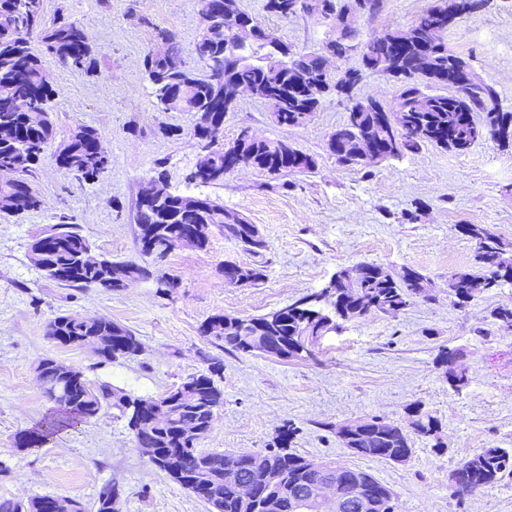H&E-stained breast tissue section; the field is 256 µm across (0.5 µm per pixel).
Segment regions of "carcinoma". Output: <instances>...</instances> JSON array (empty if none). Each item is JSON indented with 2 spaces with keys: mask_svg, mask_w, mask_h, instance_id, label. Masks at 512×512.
Instances as JSON below:
<instances>
[{
  "mask_svg": "<svg viewBox=\"0 0 512 512\" xmlns=\"http://www.w3.org/2000/svg\"><path fill=\"white\" fill-rule=\"evenodd\" d=\"M201 2L203 26L193 52L199 60L209 64L215 75H195L186 66L174 34L148 19L144 24L153 28L155 36L167 39V50L163 57L154 60L145 55L143 65L158 107L164 112H183V103H191L197 114L193 136L209 141L212 146L208 155L197 163V167L205 168L206 172L197 178L190 172L187 179L218 184L224 181V172L231 169L234 162L226 158L224 144L220 142L225 114L224 88L250 86L280 97L282 107L277 124L282 127L301 124L300 115L318 110L330 89L315 90L311 84L319 73L320 52L297 53L279 37L268 36L269 29L256 23L241 8L240 0H211L209 11L204 6L206 0ZM294 5L297 15L319 14L338 21L342 40L329 43L327 47L342 54L344 40L356 32L348 9L337 7L336 0H263V9L282 19L288 18V8ZM226 10L258 29L260 35L238 41L224 38ZM448 30V0H441L424 10L407 31L388 33L393 38L405 36L410 40L409 45L374 46L363 55L362 67L380 73L388 70L382 65L381 54L396 49L404 56V68L409 70L404 79L405 89L394 105L398 111L405 110L404 128L399 133L396 149L384 153L382 159L415 152L425 144L463 153L481 133L505 144L512 142V112L497 110V93L492 85L472 84L459 96L453 91V85L443 82V74L453 69L458 59L448 51ZM34 38L42 46L52 47L53 53L34 52L31 48ZM422 43L430 44L433 55L431 69L427 71L415 70L411 65V58ZM49 63L76 75L94 72V51L81 26L64 18L46 20L43 0H0V167L18 172L14 179L0 180V197H12L15 212L36 211L43 205L29 178L54 139L55 126L51 118L35 125L30 122L28 113L51 109L50 103L57 90L44 82V70ZM477 112L483 113L480 121L474 118ZM389 127L385 112H351L347 123L334 133L343 149H332L330 153L344 165L367 167L371 162L355 155L352 141L359 137L375 140ZM247 133L248 130H241L234 144L240 148L239 159L248 166L275 175L304 173L316 166L313 156L299 149L272 150V141H255L248 138ZM96 137V128L81 126L67 144L68 154L60 156L57 164L84 182L98 178L109 161L98 157ZM137 222L140 251L146 256L149 255L147 245L151 242L162 247L174 237L189 238L197 234L202 235V240L195 248L203 249L214 228L235 240L243 250L253 252L246 241L253 225L239 223L227 213L224 205L208 197L169 192L158 205L141 201ZM461 231L470 234V241L475 244V263L451 274L453 287L448 289V295L455 298V303H467L480 287L489 290L512 285V254L506 242L482 224H467ZM36 242L42 244L45 252V264L41 268L44 276L73 288L118 290L120 285L114 282L112 275L118 268H133L141 277H146L145 269L135 262L104 258L95 266L84 265L81 255L91 249V244L74 224H54L45 236L37 237ZM365 268L362 279L349 282L343 280L345 271H339L340 281H331L318 293L322 301L315 306L301 305L296 300L259 316L215 315L204 332L241 353H260L285 360L305 359L313 355L319 338L338 327V321L368 314L396 317L415 299L427 296L429 279L417 270L406 269L396 277L379 264L367 263ZM242 276L257 283L265 274L255 266L224 265L226 284L232 285ZM48 328L58 337V342L70 346H81L90 336L110 338L99 352L106 360L131 357L142 349L130 329L104 316L89 322L77 314L58 315L49 322ZM35 372L42 378L46 397L57 383L65 380L47 366L45 359L37 364ZM68 382V403H50L40 425L22 436L21 444L45 441L59 428L88 423L104 408L112 407L127 418L136 447L155 449L150 462L173 483L203 501L208 512H266L261 507L256 510L246 507L239 497L238 487L224 482L227 467H239L243 477L251 476L248 463L254 457L262 459L266 467L281 475V481L270 492L259 489L260 495L273 499L271 512H326L325 504L318 500V478L305 471L307 458L288 451L299 433L293 423L284 424L278 431L276 451L240 453L201 447L211 433L216 411L224 402L223 392L210 375L195 373L184 380L196 391L191 402L179 401L175 390H168L173 402L169 425L152 431L146 429L138 414L143 398L133 397L109 384L95 387L78 369L72 370ZM408 415L411 417L408 430L377 418L367 421L365 431L352 437L340 431L336 436L354 455L399 465L407 463L413 455V434L433 441L432 448L438 451L444 448L437 418L418 404L408 408ZM328 466L339 471L345 480L342 493L348 506L343 512H357L354 501L355 489L359 486L378 502L379 509L375 512H398L396 498L387 496L389 486L370 472L335 462ZM202 470L207 471L209 482L200 488L193 480ZM507 479H512V448L490 446L448 473V489L451 496L461 501ZM43 500V496L27 500L0 497V512H43ZM94 507L95 512H121L118 489L111 484L104 485Z\"/></svg>",
  "mask_w": 512,
  "mask_h": 512,
  "instance_id": "obj_1",
  "label": "carcinoma"
}]
</instances>
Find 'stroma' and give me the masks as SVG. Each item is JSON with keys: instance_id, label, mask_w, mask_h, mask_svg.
<instances>
[{"instance_id": "obj_1", "label": "stroma", "mask_w": 512, "mask_h": 512, "mask_svg": "<svg viewBox=\"0 0 512 512\" xmlns=\"http://www.w3.org/2000/svg\"><path fill=\"white\" fill-rule=\"evenodd\" d=\"M431 0H384L374 16L358 13L355 45L387 30L408 29ZM241 7L293 51L322 48L336 37L333 23L300 14L281 19L263 0ZM45 15L77 20L97 59L95 73L76 76L52 64L50 83L56 143L78 126L98 129L111 164L85 183L55 162L48 149L31 183L41 209L0 213V497H68L91 507L105 484L115 485L123 512H207L137 449L123 419L104 409L90 423L60 430L41 444L19 446V435L42 418L48 403L35 377L49 358L81 369L94 384L111 383L135 396H155L188 375H212L224 393L207 449L268 451L279 428L300 433L293 452L366 469L396 493L399 512H512V482L457 503L448 473L489 446L512 448V329L491 311L512 307V285L456 305L448 277L472 266L474 244L461 224H484L512 241V148L493 137L466 153L433 145L374 167L339 164L326 145L347 120L351 99L390 104L399 82L363 73L352 96H325L297 127H282L266 105L246 97L224 116L222 142L241 129L288 140L312 155L305 174L271 175L246 167L223 183L199 184L186 174L197 160L192 112H164L154 104L142 60L155 48L153 26L172 31L196 73L200 0H44ZM448 47L477 77L492 85L500 111L512 112V0H492L448 32ZM165 173L173 193L207 196L255 224L266 241L260 254L242 250L220 231L205 249L178 248L160 260L144 257L137 203L148 181ZM77 225L96 254L146 267L151 279L112 291L71 288L46 279L30 262L31 240L50 225ZM260 266L264 281L225 284L224 265ZM362 262L392 274L412 268L431 281L429 297L395 317L369 315L322 336L311 360L243 354L203 335L211 316H258L321 292L337 272ZM174 278L158 287L161 276ZM105 316L139 336L138 355L106 361L90 350L64 346L48 335L55 316ZM460 349L470 383L453 391L437 366L439 346ZM421 405L441 423L443 451L415 438L410 462L362 459L343 448L338 426L368 417L408 424L409 405Z\"/></svg>"}]
</instances>
